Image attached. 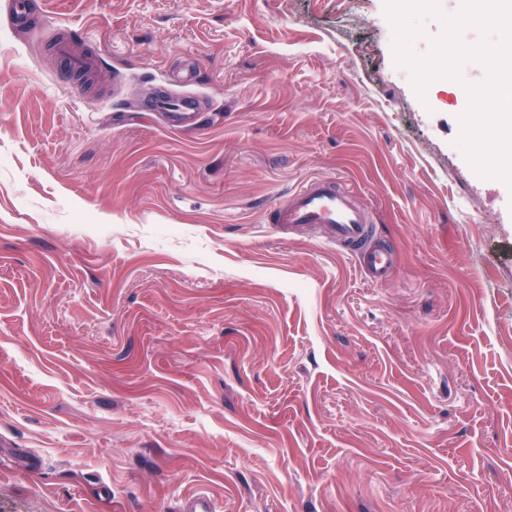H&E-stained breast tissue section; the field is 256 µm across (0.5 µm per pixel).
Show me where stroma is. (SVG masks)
<instances>
[{"label":"stroma","mask_w":512,"mask_h":512,"mask_svg":"<svg viewBox=\"0 0 512 512\" xmlns=\"http://www.w3.org/2000/svg\"><path fill=\"white\" fill-rule=\"evenodd\" d=\"M42 8L0 0V512H512V187L383 0ZM321 176L386 282L270 223ZM56 50L68 58L70 67L74 73L82 75L91 69L93 64L92 59L76 53L69 39H62L56 45Z\"/></svg>","instance_id":"stroma-1"}]
</instances>
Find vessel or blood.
<instances>
[{
  "label": "vessel or blood",
  "instance_id": "vessel-or-blood-1",
  "mask_svg": "<svg viewBox=\"0 0 512 512\" xmlns=\"http://www.w3.org/2000/svg\"><path fill=\"white\" fill-rule=\"evenodd\" d=\"M56 49L68 58L74 73L82 75L91 69L92 59L76 53L70 40H61ZM271 221L289 226L327 225L337 247L356 259L367 280L379 284L391 273L392 249L376 241L369 212L334 180L315 178L288 194L274 208Z\"/></svg>",
  "mask_w": 512,
  "mask_h": 512
}]
</instances>
